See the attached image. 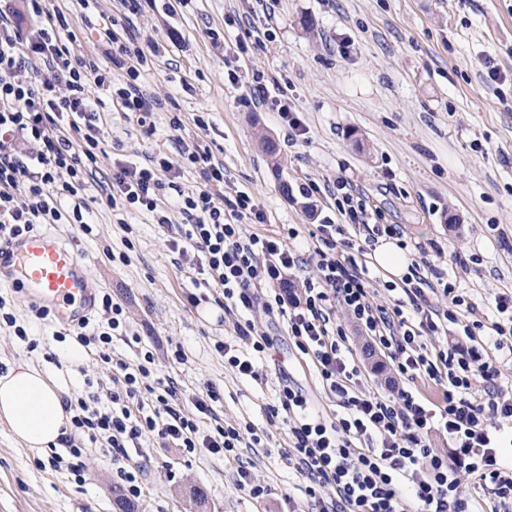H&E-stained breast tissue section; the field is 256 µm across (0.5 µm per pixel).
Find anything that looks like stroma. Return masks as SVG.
I'll use <instances>...</instances> for the list:
<instances>
[{"mask_svg":"<svg viewBox=\"0 0 512 512\" xmlns=\"http://www.w3.org/2000/svg\"><path fill=\"white\" fill-rule=\"evenodd\" d=\"M92 7L109 19L132 15L139 44L163 45L141 78L165 105L147 127L104 106L112 148L85 185L93 232L83 234L75 224L54 230L74 241L99 293L126 307L135 340L113 339L114 361L135 364L142 351H154L158 376L172 378L181 396L215 386L217 414L263 435L257 445L244 438L237 464L146 437L151 463L138 510L307 512L302 480L284 457L288 428L269 424L266 407L285 375L324 411H333L334 403L279 323L269 328L274 344L260 380L225 367L217 346L230 337L231 326L220 319L222 290L195 287L196 271L177 263L168 247L170 228L109 206L104 185L112 163L142 152L175 155L179 139L208 146L223 162L230 186L250 191L267 215L248 232L295 227L309 275L316 226L338 213L328 194L305 211L299 188L345 178L381 212L383 223L399 225L409 248L437 266L453 267L464 298L485 321L499 320L494 297L512 291V0H277L271 20L255 0H189L185 6L155 0L140 11L134 0H94ZM213 29L222 31L226 50L213 48ZM239 42L246 47L240 55L234 51ZM491 64L504 82L487 81ZM231 69L238 83L228 81ZM259 84L269 98L288 95L305 135L289 140L279 113L254 105ZM199 114L201 127L194 121ZM176 115L183 121L178 130L170 125ZM264 135L279 147L281 172H274L262 149ZM193 293L200 304L189 302ZM0 299L28 332L23 341L0 324L1 367L26 361L69 369L68 402L113 389V368L95 349H87L78 365L60 360L56 349L67 324L36 318L29 300L13 288L0 286ZM334 313L364 361L366 383L385 392L392 374L387 357L371 352L343 308ZM178 348L185 353L180 361L173 356ZM78 462L83 470L77 476L53 469L48 455L26 448L0 423V512H119L110 459L87 447ZM241 464L266 487L263 499L238 490ZM198 489L205 495L199 504L193 501ZM288 494L294 497L290 506Z\"/></svg>","mask_w":512,"mask_h":512,"instance_id":"1","label":"stroma"}]
</instances>
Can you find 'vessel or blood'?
I'll list each match as a JSON object with an SVG mask.
<instances>
[{"mask_svg": "<svg viewBox=\"0 0 512 512\" xmlns=\"http://www.w3.org/2000/svg\"><path fill=\"white\" fill-rule=\"evenodd\" d=\"M0 283L24 288L32 302L54 307L65 323L84 320L95 305L96 286L74 244L50 232L0 244Z\"/></svg>", "mask_w": 512, "mask_h": 512, "instance_id": "1", "label": "vessel or blood"}]
</instances>
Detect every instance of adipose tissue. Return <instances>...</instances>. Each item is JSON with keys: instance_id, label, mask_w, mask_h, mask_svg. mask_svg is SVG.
Wrapping results in <instances>:
<instances>
[{"instance_id": "obj_1", "label": "adipose tissue", "mask_w": 512, "mask_h": 512, "mask_svg": "<svg viewBox=\"0 0 512 512\" xmlns=\"http://www.w3.org/2000/svg\"><path fill=\"white\" fill-rule=\"evenodd\" d=\"M56 375L19 362L0 375V421L28 448L57 447L71 427L72 413L61 398Z\"/></svg>"}]
</instances>
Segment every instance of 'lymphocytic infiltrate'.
I'll return each mask as SVG.
<instances>
[{
	"label": "lymphocytic infiltrate",
	"instance_id": "f902f5d3",
	"mask_svg": "<svg viewBox=\"0 0 512 512\" xmlns=\"http://www.w3.org/2000/svg\"><path fill=\"white\" fill-rule=\"evenodd\" d=\"M97 50L73 54L72 18L49 0H0V243L33 232L40 224H76L91 233L90 207L83 192L86 175L96 172L107 153L100 126V92H108L117 111L145 124L157 104L140 79V68L158 46H136L129 25L95 23ZM128 79L113 84L111 67ZM42 69L44 79L33 77ZM183 161L199 173L196 193L184 197L182 224H173L161 203L168 179L178 170L169 156L112 164L107 186L110 206L135 209L154 223L174 226L169 249L191 261L199 274L224 292L223 309L232 321L230 340L219 344L224 363L237 375L260 379L259 362L272 340L255 318L264 312L282 321L285 332L309 361L325 394L341 413L319 414L308 394L284 379L276 403L267 405L269 421L288 428L289 468L304 481L303 492L315 512H472L474 495L486 492L498 504L512 501V434L500 427L512 419V391L497 387L496 366L479 351L453 345L429 354L425 336L440 332L443 321L457 322L468 339H481L495 351H508L512 323L484 324L476 308L457 294L447 273L427 259L411 261L401 283L384 287L390 298L378 303L369 270L356 256L350 231L366 242L400 233L395 224L369 221L362 193L337 179L339 223L318 225L316 270L292 282L302 258L287 235L247 233L246 224L266 223L265 212L244 190L225 191L224 166L208 147L178 146ZM441 290L450 307L441 310L428 298ZM342 307L374 345L386 351L395 377L388 394L368 389L353 359L345 329L333 316ZM103 313L92 331H80L82 345H97L103 362H113V337L127 333L128 315L111 296L102 298ZM153 352L137 364L115 362L116 389L108 405L96 395L72 404V425L89 443L112 459L117 477L131 497L142 495L138 480L148 456L144 440L155 435L172 448L200 450L238 460L242 427L219 422L201 429L197 416H214L220 395L214 387L192 395L185 412L174 383L152 382ZM156 393L152 412L141 411L142 392ZM448 439V453L431 441ZM468 474L469 487L459 476Z\"/></svg>",
	"mask_w": 512,
	"mask_h": 512
}]
</instances>
